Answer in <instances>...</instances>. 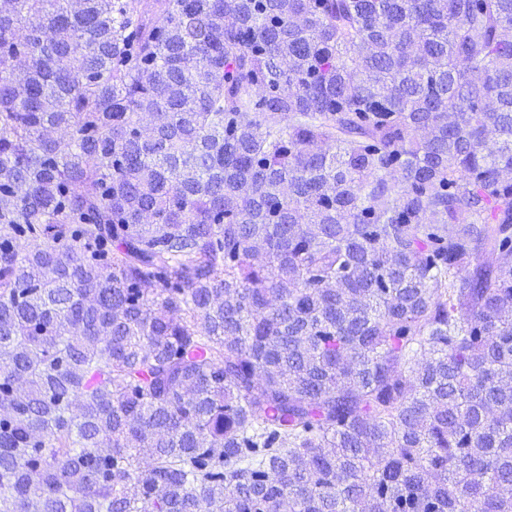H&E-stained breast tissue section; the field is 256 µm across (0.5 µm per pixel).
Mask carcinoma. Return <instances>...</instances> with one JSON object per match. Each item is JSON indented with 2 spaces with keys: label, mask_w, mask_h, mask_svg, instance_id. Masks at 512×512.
Wrapping results in <instances>:
<instances>
[{
  "label": "carcinoma",
  "mask_w": 512,
  "mask_h": 512,
  "mask_svg": "<svg viewBox=\"0 0 512 512\" xmlns=\"http://www.w3.org/2000/svg\"><path fill=\"white\" fill-rule=\"evenodd\" d=\"M142 2L0 4V512H512V0Z\"/></svg>",
  "instance_id": "carcinoma-1"
}]
</instances>
